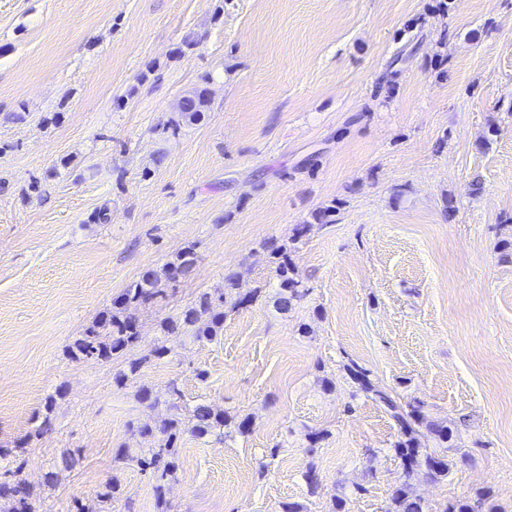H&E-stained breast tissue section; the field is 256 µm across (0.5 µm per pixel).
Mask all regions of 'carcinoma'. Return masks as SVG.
Instances as JSON below:
<instances>
[{"instance_id":"obj_1","label":"carcinoma","mask_w":512,"mask_h":512,"mask_svg":"<svg viewBox=\"0 0 512 512\" xmlns=\"http://www.w3.org/2000/svg\"><path fill=\"white\" fill-rule=\"evenodd\" d=\"M208 95L201 92L180 113L194 119L202 112L209 110ZM272 260L276 277L281 289L279 307L288 308L292 301L306 295L308 289L293 265L289 249L284 245L271 242L265 245ZM197 255L193 248L188 247L175 255L161 273H147L140 280L131 283L112 303V310L101 319L88 326L81 336L69 346V355L73 359L110 361L113 357L123 354L134 346L140 338V326L136 319L127 313L134 306L146 307L163 296L159 288L165 281L175 285L187 277L194 269ZM253 301V296L232 294L221 291L202 294L193 306L184 310L181 317L167 324L168 331L174 333L187 329L198 341L211 342L216 339L224 325V312L220 308L229 302L236 307ZM166 350L162 347L154 349L151 354L132 360L128 364V372L118 378L124 383L132 378L151 359L164 357ZM360 391L374 401L390 416L398 427V439L394 451L400 459L402 474L399 484L391 494L393 512H424L421 499L413 493L412 480L423 476L438 481L448 478L451 464L446 456L422 449L420 435L427 432L435 436L439 447L452 440L453 432L448 426L430 421L421 405L402 404L389 391L375 386L367 369L351 360L344 365ZM229 418L223 411H218L207 404H199L193 410L191 426L185 427L177 416L173 415L160 421L159 424H146L141 432L154 439V446L144 448L132 460L139 470L153 483L154 492L163 497L168 476L177 467L179 456L178 442L185 431L197 437H204L226 426ZM18 470L6 468L0 470V502L4 512H39V505L33 499L26 483L17 477Z\"/></svg>"}]
</instances>
